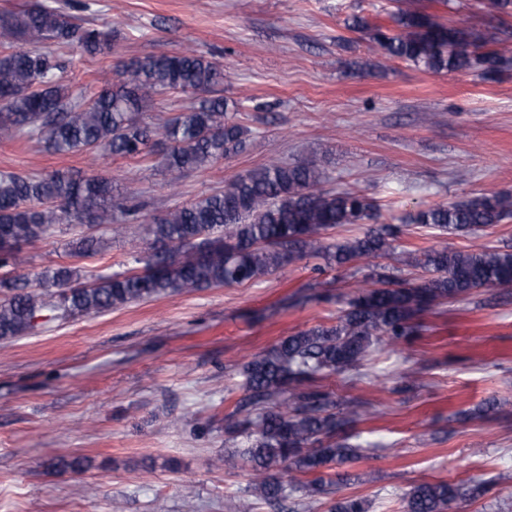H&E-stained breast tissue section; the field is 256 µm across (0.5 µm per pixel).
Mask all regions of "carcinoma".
I'll list each match as a JSON object with an SVG mask.
<instances>
[{"label":"carcinoma","instance_id":"cac0c4a2","mask_svg":"<svg viewBox=\"0 0 512 512\" xmlns=\"http://www.w3.org/2000/svg\"><path fill=\"white\" fill-rule=\"evenodd\" d=\"M486 14L512 13V0H481ZM392 32L361 15L348 27L368 35L376 51L435 72L479 70L493 78L512 64L504 39L462 24L445 23L416 6L396 0ZM79 46L90 55L110 51L102 31L86 26L60 7L37 4L19 14H0V128L25 133L55 154L101 150L120 157H145L162 150L166 182L181 181L246 146L248 131L235 121L229 103L218 96L152 127L142 112L169 91L208 93L224 79L220 65L197 51H162L121 63L116 78L101 90L76 92L60 75L56 52ZM325 172L310 161H280L239 174L224 189L177 206L144 227L129 249L140 271L100 276L85 287L76 267L46 269L36 280L24 275L0 278V340L22 336L36 314L50 305L62 317L92 316L162 296L233 286L282 272L304 258L344 268L358 264L362 280L339 296L343 308L331 325L289 335L241 364L245 396L224 415L225 433L243 441L224 457L249 466L248 494L231 512H255L298 493L296 512H317L320 498L336 492L326 477L333 465L359 457L356 435L347 432L368 415V403H337L320 384L343 374L381 383L385 370L369 367L381 353L404 361L403 344L422 335L421 316L440 305L464 300L477 289L512 285V247L480 245L467 252L427 248L403 252L402 265L429 275L411 284L382 271L377 259L391 248L399 229L378 223L372 199L349 190L324 188ZM512 218V197L483 193L418 209L411 223L439 235L470 232ZM138 220L112 180L96 173L20 175L0 173V267L18 270L22 246L72 224L105 228L71 243L84 257L105 250L123 223ZM367 224L359 234L336 243L328 231ZM508 401L483 404L488 419L507 415ZM481 484L422 482L403 497L404 512H449L461 499H477ZM360 497L336 499L329 512H371Z\"/></svg>","mask_w":512,"mask_h":512}]
</instances>
